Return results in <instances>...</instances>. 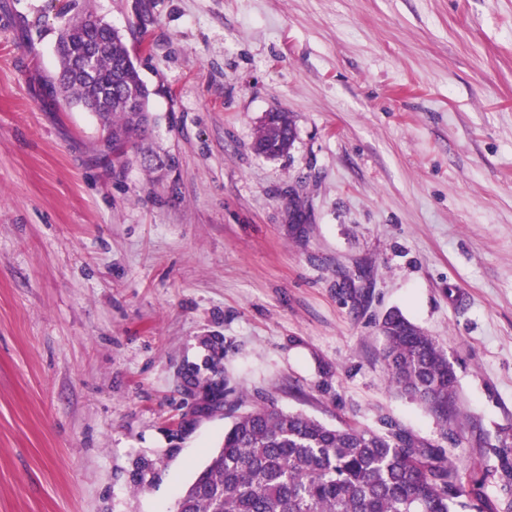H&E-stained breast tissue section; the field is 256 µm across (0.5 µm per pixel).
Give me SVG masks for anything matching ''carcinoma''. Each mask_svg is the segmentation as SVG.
Listing matches in <instances>:
<instances>
[{"mask_svg": "<svg viewBox=\"0 0 512 512\" xmlns=\"http://www.w3.org/2000/svg\"><path fill=\"white\" fill-rule=\"evenodd\" d=\"M58 16L56 90L68 102H91L108 132L112 163L144 138L150 125V92L118 30L99 33L102 47L92 73L78 74L74 59L85 45L84 14ZM137 94L142 113L126 109ZM295 139L290 113L269 112L252 148L266 158L288 153ZM388 346V382L427 406L443 421L459 414L456 374L435 339L399 312L381 323ZM493 470L460 469L442 448H429L407 431L331 426L273 406L238 415L224 440L178 500L177 512H512V448L495 449ZM497 497L488 498V483Z\"/></svg>", "mask_w": 512, "mask_h": 512, "instance_id": "cac0c4a2", "label": "carcinoma"}]
</instances>
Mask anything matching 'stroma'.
<instances>
[{"instance_id":"1","label":"stroma","mask_w":512,"mask_h":512,"mask_svg":"<svg viewBox=\"0 0 512 512\" xmlns=\"http://www.w3.org/2000/svg\"><path fill=\"white\" fill-rule=\"evenodd\" d=\"M0 0V512H177L239 412L512 444V0H78L152 123L125 166L66 105L58 11ZM291 112L280 158L263 116ZM391 310L458 381L386 378ZM295 139V124L289 112H268L258 126L252 148L266 158L288 154ZM288 140H291L288 145ZM388 346L384 354L388 382L427 406L445 423L458 414L456 374L445 350L432 336L390 312L381 323Z\"/></svg>"}]
</instances>
